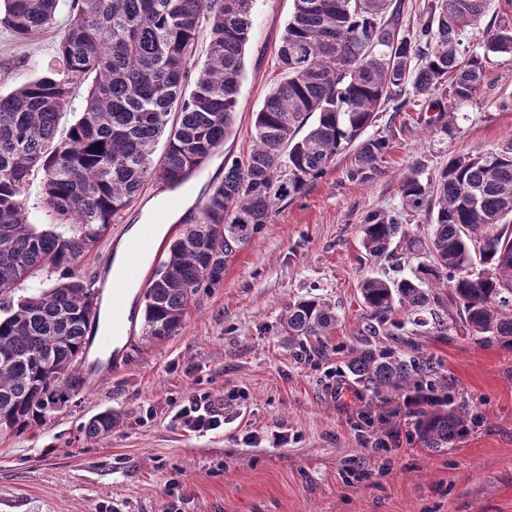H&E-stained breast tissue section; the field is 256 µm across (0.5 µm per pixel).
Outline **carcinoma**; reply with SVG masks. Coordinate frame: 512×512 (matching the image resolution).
I'll use <instances>...</instances> for the list:
<instances>
[{
    "label": "carcinoma",
    "mask_w": 512,
    "mask_h": 512,
    "mask_svg": "<svg viewBox=\"0 0 512 512\" xmlns=\"http://www.w3.org/2000/svg\"><path fill=\"white\" fill-rule=\"evenodd\" d=\"M278 47L281 77L254 113L249 154L224 162L213 185L164 248L143 292L144 337L179 334L193 296L224 281L238 245L271 223L278 205L301 194L336 156L355 149L351 179L377 170L388 140L362 139L379 111L405 112L413 96L447 116L479 91L483 63L512 55V25L481 26L487 0H427L411 32L401 31L404 0H292ZM254 0H72L55 76L0 95V432L39 426L80 391L90 325L100 320V290L76 274L118 214L151 180L179 189L230 132L244 75ZM59 0H3L0 27L35 40L53 25ZM209 42L199 60V37ZM479 35V50L463 36ZM197 67L188 81L191 67ZM90 83L83 112L57 137L74 90ZM165 141L155 156L159 140ZM35 171L55 223L31 224L24 195ZM401 211L377 209L361 225L372 260L393 258L400 212L433 220L427 263L403 278L368 277L361 297L367 332L396 336L400 311L421 315L453 307L462 331L512 349V140L492 153L448 160L439 176L400 186ZM480 269H475V266ZM63 272L38 294L16 295L33 271ZM288 335L322 336L336 315L312 297L288 305ZM348 370L377 390L429 385L432 363L402 350L366 347ZM469 413L420 410L414 430L428 448L464 437ZM112 412L84 433L112 431Z\"/></svg>",
    "instance_id": "cac0c4a2"
}]
</instances>
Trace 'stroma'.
Returning <instances> with one entry per match:
<instances>
[{"label":"stroma","instance_id":"1","mask_svg":"<svg viewBox=\"0 0 512 512\" xmlns=\"http://www.w3.org/2000/svg\"><path fill=\"white\" fill-rule=\"evenodd\" d=\"M22 43L0 27V93L53 75L69 16ZM292 0H255L232 132L170 205L146 184L79 263L95 286L107 283L112 255L135 224L171 221L203 200L226 158L250 152L253 115L279 77L277 48ZM420 107L378 113L366 138L391 145L370 178L347 172L339 155L304 193L281 204L260 233L239 245L220 287L193 298L177 336L150 341L134 308L116 356L93 343L88 383L46 423L0 433V512H512V350L461 338L447 328L406 324L398 339L365 331L364 278H399L426 261L406 239L428 238L429 218L402 217L392 260L367 259L360 224L375 209L401 207L406 177H435L449 158L492 152L512 138V56L490 58L476 97L454 106L446 129H429ZM316 296L337 316L327 336L291 338L289 302ZM398 343L438 366L443 391L480 415L469 434L436 450L411 438L404 395L355 383L351 350ZM205 398L224 426L198 434L177 414ZM111 411L103 439L84 425Z\"/></svg>","mask_w":512,"mask_h":512}]
</instances>
